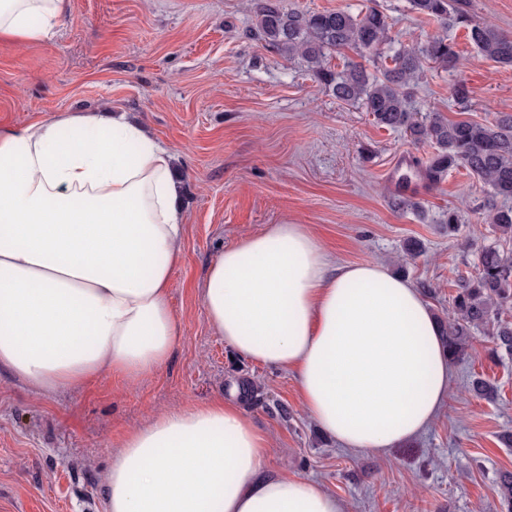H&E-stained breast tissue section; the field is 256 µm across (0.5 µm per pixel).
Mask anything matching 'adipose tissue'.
Here are the masks:
<instances>
[{"label": "adipose tissue", "mask_w": 512, "mask_h": 512, "mask_svg": "<svg viewBox=\"0 0 512 512\" xmlns=\"http://www.w3.org/2000/svg\"><path fill=\"white\" fill-rule=\"evenodd\" d=\"M68 0H0V39H50ZM172 154L125 113L0 130V368L43 394L111 372L155 374L184 334L169 301L184 260ZM205 315L226 347L289 371L341 446L380 452L449 395L440 325L407 279L336 264L304 224L240 238L210 265ZM238 404H191L128 434L108 512H343L317 481L268 465Z\"/></svg>", "instance_id": "ef3b65f1"}]
</instances>
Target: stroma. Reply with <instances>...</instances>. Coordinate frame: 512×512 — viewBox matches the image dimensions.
Listing matches in <instances>:
<instances>
[{"label": "stroma", "mask_w": 512, "mask_h": 512, "mask_svg": "<svg viewBox=\"0 0 512 512\" xmlns=\"http://www.w3.org/2000/svg\"><path fill=\"white\" fill-rule=\"evenodd\" d=\"M395 38L448 37L456 70L425 68L411 103L422 113L483 121L512 114V67L478 56L465 30L377 0ZM255 0H68L55 35L0 42V128L116 110L144 125L175 156L185 215L184 261L171 305L184 335L157 373L131 382L104 373L42 395L0 370V512H107L103 476L121 439L154 416L260 388L248 411L271 442L270 468L310 477L344 512H503L496 485L512 471V357L493 361L484 333L454 364L450 401L417 437L381 453L343 448L306 415L287 371L257 365L224 344L200 300L209 264L239 238L272 224H306L340 263L376 261L419 288L447 317L457 273L494 244L484 221L488 188L451 171L401 206L388 177L430 149L376 125L336 99L307 63L253 33ZM467 104L451 97L455 83ZM460 222L449 230L445 218ZM424 253L406 256L407 241ZM495 400L467 391L471 377Z\"/></svg>", "instance_id": "35a3bbf8"}]
</instances>
